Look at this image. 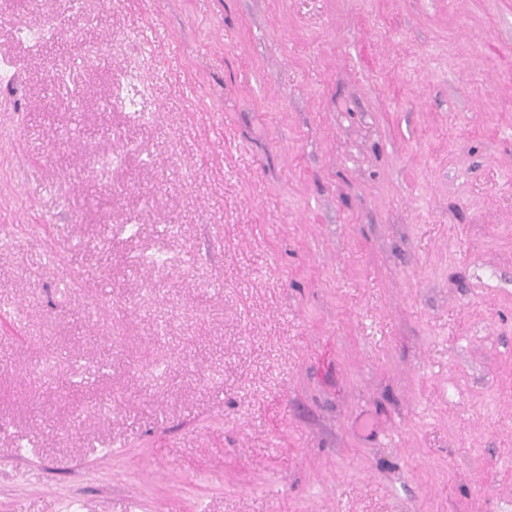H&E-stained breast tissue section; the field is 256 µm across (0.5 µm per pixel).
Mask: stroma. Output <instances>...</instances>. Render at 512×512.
<instances>
[{"label": "stroma", "mask_w": 512, "mask_h": 512, "mask_svg": "<svg viewBox=\"0 0 512 512\" xmlns=\"http://www.w3.org/2000/svg\"><path fill=\"white\" fill-rule=\"evenodd\" d=\"M0 54V512H512V0H0Z\"/></svg>", "instance_id": "1"}]
</instances>
